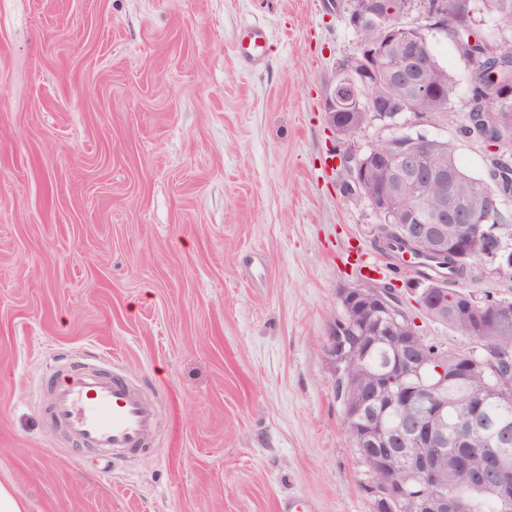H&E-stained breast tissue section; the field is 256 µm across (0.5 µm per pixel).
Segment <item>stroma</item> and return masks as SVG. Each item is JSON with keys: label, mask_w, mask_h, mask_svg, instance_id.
Wrapping results in <instances>:
<instances>
[{"label": "stroma", "mask_w": 512, "mask_h": 512, "mask_svg": "<svg viewBox=\"0 0 512 512\" xmlns=\"http://www.w3.org/2000/svg\"><path fill=\"white\" fill-rule=\"evenodd\" d=\"M349 0H0V482L25 512H372L326 340L381 218L340 156L395 131L456 146L470 66L443 33L448 113L328 125L358 38ZM266 34L249 66L246 27ZM512 299L476 261L462 283ZM118 367L153 403L144 448L77 452L38 382Z\"/></svg>", "instance_id": "35a3bbf8"}]
</instances>
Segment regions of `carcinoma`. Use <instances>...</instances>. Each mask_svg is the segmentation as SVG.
<instances>
[{
    "label": "carcinoma",
    "instance_id": "carcinoma-1",
    "mask_svg": "<svg viewBox=\"0 0 512 512\" xmlns=\"http://www.w3.org/2000/svg\"><path fill=\"white\" fill-rule=\"evenodd\" d=\"M479 1L502 22L512 25V0H448V13L436 22H428L423 16L409 20L414 8L412 0H406L401 12L394 16L389 13L392 0H382L384 7L381 12L365 18L354 32L359 43L374 44L398 22L407 26L411 36L430 52L427 32L436 28L453 43L460 56L481 58V67L471 72L472 95L469 100L470 110L477 113L480 120L464 126L462 133L488 145L499 131L512 129V103L504 105L493 102L496 92L512 85V45L499 44L474 30L472 19ZM429 59V79L435 85L436 95L417 98L414 105L417 112H438L448 107L455 95V84L448 72L434 55L430 54ZM376 64L383 79L372 83L365 96L338 102L336 123H364L371 116L391 123L396 120L397 115L393 112L382 114L369 109L373 100L408 92L406 87L394 86L384 80V76L394 69L393 56L388 53L381 55L376 59ZM415 140L417 137L411 134L399 133L396 150H389V145L383 143L381 148L387 150L385 155L371 157L369 153H364L361 181L346 183L348 187L353 185L358 188L368 199L377 195L386 196L385 213L381 215L382 224L378 226L375 238L376 247L384 250L395 247L408 250V243L402 238L397 221L414 208L418 209L425 223H441L444 188L437 182L419 183L399 173V155L414 150ZM418 160L420 167L425 170L437 168L448 174L457 206L469 214L467 224L448 223L444 226L448 245L460 241L474 243L477 227L498 223L496 219H489L478 207L476 196L481 180L470 176L459 166L452 144L433 139L429 149L419 153ZM489 176L497 179L502 196H512V164L509 161L495 162ZM416 252L427 255L436 267L448 270L446 277L425 272L420 276L442 291L466 294L459 284L467 278L471 264L480 259L477 248H471L468 256L460 259L451 250L446 254L435 253L430 243L422 241L416 245ZM480 308L483 318L477 338L480 348L484 350L481 359L489 363L488 367L460 375L458 371L471 354H460L427 344L430 361L447 366L448 373L456 375L448 382V418L441 421L439 427L458 442L448 448L436 486L450 494L466 496L471 501L472 512H503L495 496L492 476L485 470V456L495 448L491 433L503 425L512 428V328L506 332L500 329L494 320L492 301L480 303ZM340 322L347 324V330L343 357L336 364V369L340 370V375L336 377V389L343 393L339 404L346 411L360 404L375 379L393 367L398 356V340L407 335L406 324L412 325L414 321L398 319L394 330L379 332L368 346L362 339V326L350 317L348 309H343Z\"/></svg>",
    "mask_w": 512,
    "mask_h": 512
}]
</instances>
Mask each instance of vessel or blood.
Listing matches in <instances>:
<instances>
[{
    "label": "vessel or blood",
    "instance_id": "1",
    "mask_svg": "<svg viewBox=\"0 0 512 512\" xmlns=\"http://www.w3.org/2000/svg\"><path fill=\"white\" fill-rule=\"evenodd\" d=\"M247 38L240 53L247 62H259L262 29L251 27ZM50 416L79 446L98 449L106 458L141 448L157 425L153 406L119 373L87 367L70 368L67 382L52 389Z\"/></svg>",
    "mask_w": 512,
    "mask_h": 512
}]
</instances>
